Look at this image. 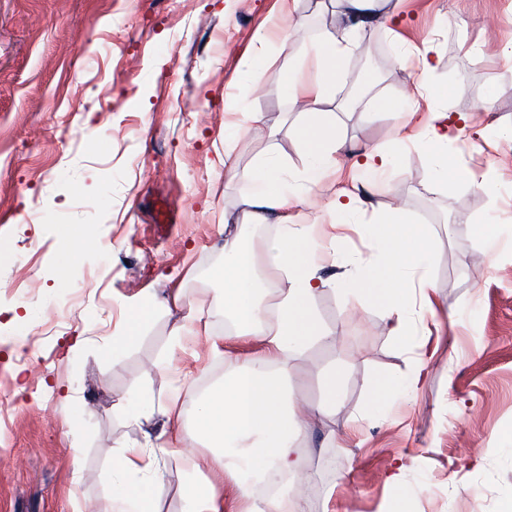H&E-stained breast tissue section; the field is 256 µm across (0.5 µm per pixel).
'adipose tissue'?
<instances>
[{"label": "adipose tissue", "mask_w": 512, "mask_h": 512, "mask_svg": "<svg viewBox=\"0 0 512 512\" xmlns=\"http://www.w3.org/2000/svg\"><path fill=\"white\" fill-rule=\"evenodd\" d=\"M351 49L348 43H319L314 51L323 79L309 84L292 70L284 80L289 99L315 117L298 132L313 182L324 167L336 163L344 146L319 115L343 76V59ZM276 167L270 155L255 162L250 179L256 189L243 200V221L224 230L217 300L234 321L224 346L238 348L239 354L223 384L194 409L192 430L207 442L208 453L190 456L174 472L153 441L126 447L112 460V491L102 512H145L173 483L182 491L185 512H306L303 491L313 475L296 440L314 418L331 417L341 409L332 371L323 377L318 403L300 404L288 394V377L304 348L335 341L315 313L314 297L326 289L360 291L378 305L393 336L401 340L409 334L415 302L431 305L435 285L428 273L427 235L409 233L397 212L386 214L370 230L375 258L340 254L336 277H317L311 225L288 221L301 197L275 186ZM251 224L277 228L263 255L248 244ZM208 471L223 473V489L205 479Z\"/></svg>", "instance_id": "1"}]
</instances>
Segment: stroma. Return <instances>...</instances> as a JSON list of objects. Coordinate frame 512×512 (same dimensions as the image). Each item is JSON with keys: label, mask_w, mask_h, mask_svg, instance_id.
Returning <instances> with one entry per match:
<instances>
[{"label": "stroma", "mask_w": 512, "mask_h": 512, "mask_svg": "<svg viewBox=\"0 0 512 512\" xmlns=\"http://www.w3.org/2000/svg\"><path fill=\"white\" fill-rule=\"evenodd\" d=\"M379 29L360 32L377 66L357 53L344 63L365 84L349 101L337 84L324 104L346 156L309 184L296 138L307 117L286 97L288 69L319 70L311 48L344 35L341 0H0V387L13 406L0 413V512H89L107 495L112 467L103 448L133 446L180 430L190 437L187 388L216 385L234 359L211 354L221 336L216 275L224 258V217L239 215L252 190L247 171L273 154L288 189L303 194L291 223L318 227L323 276L332 264L333 207L357 189L349 223H378L392 199L431 239L437 284L433 310L412 314L398 341L363 295L319 293L313 307L336 342L310 345L296 362L290 392L320 397L319 379L335 370L343 407L298 446L313 481L310 512L334 495L338 512H390L384 475L397 458L406 472L410 512H505L512 491V0H384ZM302 23L308 36L288 52L263 41L266 30ZM483 65H473V48ZM431 87L418 92V55ZM495 93L483 110L486 93ZM380 95L396 111L414 109L412 126L446 114L448 154L461 168L493 170L481 189L458 179L430 183L426 150L401 138L394 113L372 111ZM262 113L253 122V113ZM235 137L233 167L224 140ZM390 156L385 173L363 167L371 147ZM478 224L502 238L485 250ZM160 305L120 361L133 305ZM205 324L174 370L162 367L172 331ZM36 337L21 363L16 336ZM427 365L417 391L367 403L374 376L408 378ZM147 387L167 400L182 390L181 419L162 411L127 421L121 404ZM350 434L335 447L329 431Z\"/></svg>", "instance_id": "35a3bbf8"}]
</instances>
